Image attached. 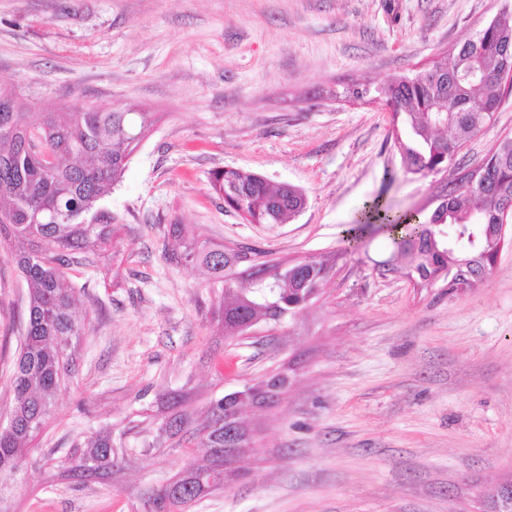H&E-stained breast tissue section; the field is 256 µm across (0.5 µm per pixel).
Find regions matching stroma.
Instances as JSON below:
<instances>
[{"mask_svg":"<svg viewBox=\"0 0 512 512\" xmlns=\"http://www.w3.org/2000/svg\"><path fill=\"white\" fill-rule=\"evenodd\" d=\"M512 0H0V85L32 113L73 104L155 121L98 208L106 258L74 265L77 372L33 439L10 512H149L147 492L205 465L209 405L276 374L244 407L251 446L231 487L187 512H483L512 479V242L471 288L421 284L385 233L343 237L366 202L432 199L512 136V91L455 166L402 165L392 115L344 97L428 67ZM239 168L308 196L251 224L211 188ZM252 264L324 259L317 295L277 325L226 337L206 271L168 260L170 225ZM27 285L0 247V418ZM184 413L180 439L163 426ZM112 467L91 458L102 431Z\"/></svg>","mask_w":512,"mask_h":512,"instance_id":"1","label":"stroma"}]
</instances>
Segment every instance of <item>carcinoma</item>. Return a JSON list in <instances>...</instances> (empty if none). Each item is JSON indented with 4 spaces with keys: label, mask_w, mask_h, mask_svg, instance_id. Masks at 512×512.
Segmentation results:
<instances>
[{
    "label": "carcinoma",
    "mask_w": 512,
    "mask_h": 512,
    "mask_svg": "<svg viewBox=\"0 0 512 512\" xmlns=\"http://www.w3.org/2000/svg\"><path fill=\"white\" fill-rule=\"evenodd\" d=\"M512 65V10L503 8L471 39L420 71L396 75L381 86L355 83L344 94L355 100H378L393 108L395 146L405 168L423 177L454 163L465 141L491 118L503 96L501 73ZM151 112H42L25 120L24 103L11 112L0 111V243L15 257L29 287V301L19 352L11 373L7 420L0 424V503L26 463L28 441L50 414L62 384L75 374L72 338L84 324L75 317L76 295L66 285V270L75 262L100 255L113 237L112 217L95 210L123 178L128 161L145 131ZM37 130L58 157L44 166L29 140ZM213 189L237 213L264 224H286L308 205L305 192L290 183L270 184L263 176L243 169L212 174ZM512 137L503 138L484 160L482 182L472 187L453 185L427 215L423 210L400 212L374 205L363 221L347 230L350 241L362 240L366 229L378 224L393 241L400 265L431 283L457 273L458 263L470 256L467 239L475 234L478 251L498 250L496 225L512 222ZM169 233L180 248L176 260L198 265L222 285L215 313L224 335H235L240 323L274 320L272 308L290 313L307 289L319 286L324 262L310 258L299 276L273 274L236 288L233 267L246 255L222 246L182 242L180 225ZM242 404L224 397L208 410L202 447L209 467L221 468L224 455L234 449L232 423L224 411ZM93 458L112 463V438L106 431L90 447ZM201 468L159 490L149 498L151 512H185L203 494Z\"/></svg>",
    "instance_id": "carcinoma-1"
}]
</instances>
